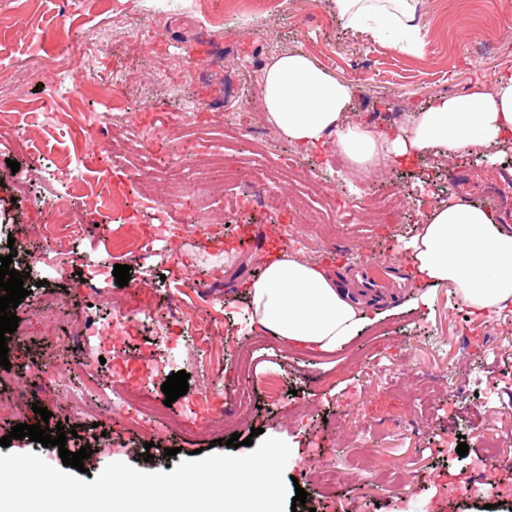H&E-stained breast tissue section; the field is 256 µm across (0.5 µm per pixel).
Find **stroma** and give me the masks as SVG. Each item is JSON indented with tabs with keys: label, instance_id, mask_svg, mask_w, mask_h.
I'll use <instances>...</instances> for the list:
<instances>
[{
	"label": "stroma",
	"instance_id": "35a3bbf8",
	"mask_svg": "<svg viewBox=\"0 0 512 512\" xmlns=\"http://www.w3.org/2000/svg\"><path fill=\"white\" fill-rule=\"evenodd\" d=\"M223 2L216 26L204 16V0H35L0 11V101L11 110L0 119V255H13L30 272L19 305L27 336L7 343L10 371L26 379L29 393L22 406L0 413V437L17 424L40 423L45 408L50 425L68 430V445L91 446L84 481H94L113 462L172 472L196 449L226 452V445L209 444L196 430L234 409L233 372L246 350L252 410L234 431L245 438L260 428L289 445L284 474L308 493L296 512H512V502L493 495L465 498L441 489L449 479L476 473L473 463L484 455L486 437L500 435L512 453V304L477 313L451 283L428 285L413 276L397 292L374 294L357 279L371 257L411 266L410 242L428 216L418 209V197L445 202L465 190L493 213L512 207V196L500 189L512 175V148L464 151L450 159L434 150L396 162L380 158L351 164L341 174L330 165L341 152L335 137L315 148L280 137L270 149L293 156L300 178L327 180L345 201L397 186L405 193L399 211L380 219L358 212L353 223L333 232L258 204L228 215L224 197L233 187L218 175L207 189V213L187 205L168 212L170 237L142 208L138 180L113 168L110 152L113 136L130 121L147 124L155 113L188 106L185 125L149 140L157 164L196 162L206 139L222 148L226 164H239L249 137L232 129L237 112L260 110L265 66L297 50L353 85L350 122L402 126L437 97L512 71V0H418L417 52L345 26L333 0H287L281 7L269 0ZM150 20L159 24L161 38L144 54L127 36ZM93 43L102 49L94 69L84 54ZM191 45L199 62L194 78L167 71L169 59L185 56ZM63 80L74 82L79 93L57 100L56 126L44 129L42 103ZM84 112L100 113L101 127L82 130ZM11 159L19 171L8 167ZM69 169L75 177H66ZM21 179L31 185L28 194L16 191ZM61 197L69 200V211L56 208ZM88 214L95 224L71 243L68 273L58 276L46 256L44 228ZM244 224L260 230L246 245L238 242ZM286 236L308 237L301 259L328 268L382 313L340 352L300 351L273 337L255 342L244 285L260 276L265 251ZM143 237L153 238L152 250L133 254ZM118 264L130 268L127 286L115 282ZM194 280L216 284L213 300L190 324L176 323L169 309L176 300L195 305ZM56 297L64 305L54 322L43 321L41 306ZM116 308L142 324L122 351L106 352L105 364L97 365L99 388L119 392L116 370L168 359L171 372L189 376L187 394L171 407L186 434L166 431L158 419L133 424L121 400L100 401L94 421L73 412L67 394L82 386L76 367L94 353L79 338ZM212 324L218 334L211 346H200L197 331ZM62 359L74 366L65 382L42 379ZM204 392L209 406L199 412L193 405ZM461 441L467 455L449 452ZM316 457L342 471L335 489L309 484ZM360 458L382 480L351 479L348 472Z\"/></svg>",
	"mask_w": 512,
	"mask_h": 512
}]
</instances>
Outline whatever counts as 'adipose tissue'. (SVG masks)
Instances as JSON below:
<instances>
[{
    "label": "adipose tissue",
    "mask_w": 512,
    "mask_h": 512,
    "mask_svg": "<svg viewBox=\"0 0 512 512\" xmlns=\"http://www.w3.org/2000/svg\"><path fill=\"white\" fill-rule=\"evenodd\" d=\"M334 6L349 26L403 50L421 47L415 0H334ZM261 90L267 119L286 140L316 146L332 135L361 165L435 147L452 156L512 145V73L464 94L438 97L403 127L387 131L347 123L352 86L301 51L272 58ZM410 249L420 279L453 283L475 311L512 302V233L499 227L491 210L464 201L434 205ZM247 293L252 327L287 346L335 352L373 322L370 309L352 301L337 278L284 248L266 258Z\"/></svg>",
    "instance_id": "adipose-tissue-1"
}]
</instances>
